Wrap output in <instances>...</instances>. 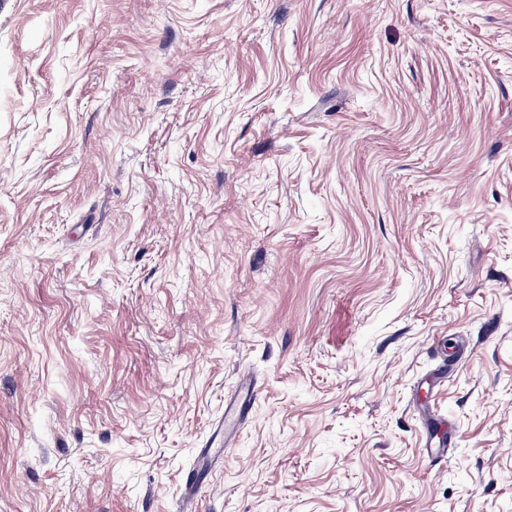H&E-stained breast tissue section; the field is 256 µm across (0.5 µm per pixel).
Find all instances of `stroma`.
Wrapping results in <instances>:
<instances>
[{
    "mask_svg": "<svg viewBox=\"0 0 512 512\" xmlns=\"http://www.w3.org/2000/svg\"><path fill=\"white\" fill-rule=\"evenodd\" d=\"M209 448L196 512H512V0H0V512Z\"/></svg>",
    "mask_w": 512,
    "mask_h": 512,
    "instance_id": "obj_1",
    "label": "stroma"
}]
</instances>
